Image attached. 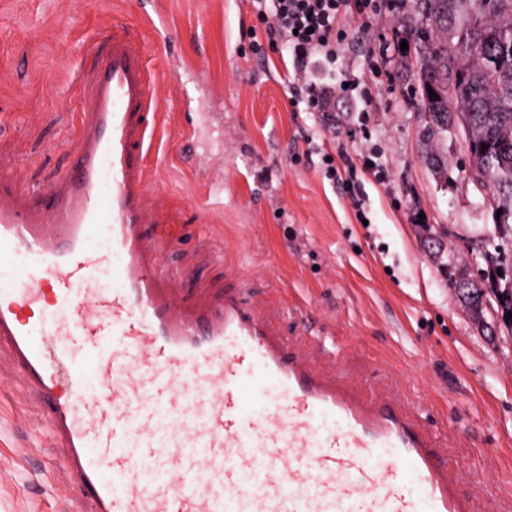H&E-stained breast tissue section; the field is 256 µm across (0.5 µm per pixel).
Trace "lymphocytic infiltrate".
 Here are the masks:
<instances>
[{
	"label": "lymphocytic infiltrate",
	"mask_w": 512,
	"mask_h": 512,
	"mask_svg": "<svg viewBox=\"0 0 512 512\" xmlns=\"http://www.w3.org/2000/svg\"><path fill=\"white\" fill-rule=\"evenodd\" d=\"M384 4L398 7L397 0H252L269 46H286L292 55L301 81L297 98L319 112L335 111L336 90L313 79L315 63L335 60L346 19L370 16Z\"/></svg>",
	"instance_id": "f902f5d3"
}]
</instances>
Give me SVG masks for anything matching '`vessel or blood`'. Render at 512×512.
<instances>
[{"instance_id":"vessel-or-blood-1","label":"vessel or blood","mask_w":512,"mask_h":512,"mask_svg":"<svg viewBox=\"0 0 512 512\" xmlns=\"http://www.w3.org/2000/svg\"><path fill=\"white\" fill-rule=\"evenodd\" d=\"M108 45L76 70L71 167L36 189L0 178V343L93 512H474L410 404L314 369L240 288L177 298L145 232L168 213L144 48Z\"/></svg>"}]
</instances>
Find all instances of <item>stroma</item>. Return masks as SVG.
<instances>
[{
    "mask_svg": "<svg viewBox=\"0 0 512 512\" xmlns=\"http://www.w3.org/2000/svg\"><path fill=\"white\" fill-rule=\"evenodd\" d=\"M399 2L351 22L335 65L317 66L322 83L366 86L329 120L295 103L289 52L266 46L250 0H0V173L37 185L69 168L84 105L75 71L123 26L156 80L148 177L169 214L166 263H193L182 294L242 279L248 299L297 309L279 318L291 351L309 352L302 330H318L336 348L316 356L319 370L420 406L476 512H512V329L496 307L474 316L450 286L460 270L486 282L489 252L511 276L512 238L470 177L463 129L427 132L416 53L401 47L416 4ZM312 145L347 151L354 183L326 175ZM48 431L1 346L0 512H91ZM44 469L50 483L34 484Z\"/></svg>",
    "mask_w": 512,
    "mask_h": 512,
    "instance_id": "obj_1",
    "label": "stroma"
}]
</instances>
